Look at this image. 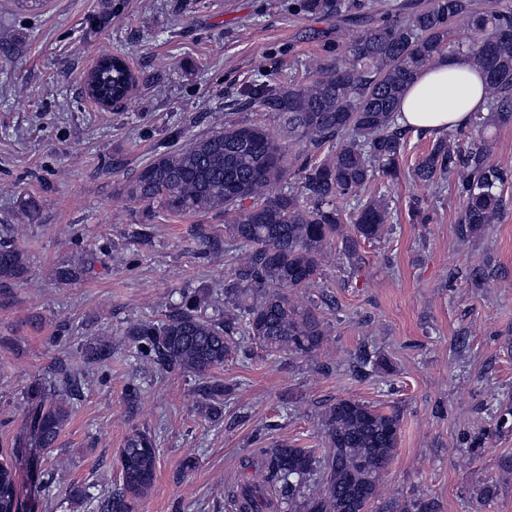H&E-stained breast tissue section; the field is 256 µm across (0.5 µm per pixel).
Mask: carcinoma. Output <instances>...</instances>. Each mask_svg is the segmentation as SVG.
<instances>
[{
    "instance_id": "carcinoma-1",
    "label": "carcinoma",
    "mask_w": 512,
    "mask_h": 512,
    "mask_svg": "<svg viewBox=\"0 0 512 512\" xmlns=\"http://www.w3.org/2000/svg\"><path fill=\"white\" fill-rule=\"evenodd\" d=\"M305 6L356 23L367 4L305 0ZM456 29L470 33L466 54L487 82L488 113H474L471 125H512V0H429L399 13L391 24L363 32L350 43L347 57L318 63L305 84L290 82L276 90L254 86L253 104L276 113L288 143L298 147L295 166L288 167L282 146L263 127L226 122L218 131L157 154L127 185L130 198L158 203L172 213H235L231 229L239 249L224 254L232 270L224 283V321L202 317L199 292L185 290L174 313L131 323L125 330L140 358L203 379L210 420L223 417L224 396L231 392L211 380V371L223 367L244 338L272 353L318 356L324 323L316 309H303L294 298L319 285L324 262L335 257L357 268L363 244L389 234L387 199L360 194L378 176L399 180L406 146V130L396 123L402 96L419 71L460 51L449 40ZM93 80L102 95L120 98L133 76L116 66ZM491 154L488 139L462 147L443 135L414 169L424 184L454 180L462 200L461 230L469 237L497 223L507 207L503 188L512 164L493 162ZM291 180L300 193L280 188ZM341 199L355 201L349 226ZM22 267L21 251L0 244V277ZM466 278L475 288L485 287L488 266L469 268ZM356 368L379 374L388 371V363L365 352ZM77 390L76 379L63 376L56 394L29 414V430L41 447H55ZM317 426L326 445L322 459L288 443L257 448L245 459L248 477L231 497L233 512H369L380 499L382 476L398 445L400 413L338 397L324 408ZM157 457L152 436L130 434L120 450V484L98 501L99 512H133L135 501L153 486ZM0 512H19L16 474L3 462ZM379 512H435V507L423 499L388 500Z\"/></svg>"
}]
</instances>
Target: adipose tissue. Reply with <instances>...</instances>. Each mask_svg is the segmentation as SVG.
I'll list each match as a JSON object with an SVG mask.
<instances>
[{
    "mask_svg": "<svg viewBox=\"0 0 512 512\" xmlns=\"http://www.w3.org/2000/svg\"><path fill=\"white\" fill-rule=\"evenodd\" d=\"M487 105L483 75L464 53L440 58L406 91L398 121L427 134L461 129Z\"/></svg>",
    "mask_w": 512,
    "mask_h": 512,
    "instance_id": "adipose-tissue-1",
    "label": "adipose tissue"
}]
</instances>
